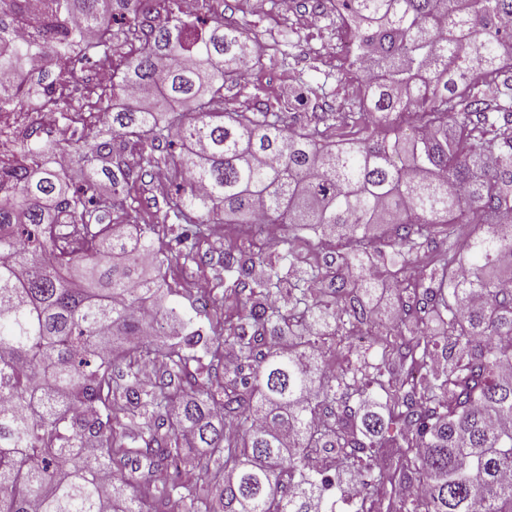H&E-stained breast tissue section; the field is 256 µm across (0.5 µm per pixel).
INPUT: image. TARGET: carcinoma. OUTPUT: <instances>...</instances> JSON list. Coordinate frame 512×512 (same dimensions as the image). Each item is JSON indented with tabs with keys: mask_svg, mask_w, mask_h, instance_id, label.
Segmentation results:
<instances>
[{
	"mask_svg": "<svg viewBox=\"0 0 512 512\" xmlns=\"http://www.w3.org/2000/svg\"><path fill=\"white\" fill-rule=\"evenodd\" d=\"M177 2L47 0L54 24L33 45L8 39L25 0L0 6V72L21 70L33 51L77 69L93 59L112 67L97 100L119 101L111 123L79 144L21 143L42 163L20 168L0 196V512H313L315 503L336 512L330 470L307 467L320 448L352 470V512H512V290L490 276L512 266V97L502 90L512 0H336L374 79L347 110L300 131L269 104L224 111V84L254 62L256 46L214 17L210 0L193 17ZM159 8L167 24L148 23ZM119 19L129 21V51L116 58ZM48 78L0 88V104L37 109ZM373 118L394 137L330 136ZM61 150L82 184L52 165ZM157 151L171 186L160 210L181 224L187 261L201 226L230 217L346 243L338 273L296 269L298 235L283 242L281 265L224 254L234 280L219 287L241 314L209 320L212 393L187 370L194 337L158 340L168 256L154 247L157 225L125 231L137 210L129 185L151 176ZM103 171L112 174L105 193L95 186ZM112 213L119 222L97 219ZM371 224L392 226L389 255L373 250ZM453 224L479 231L439 250L431 285L412 282L413 252ZM379 257L398 290L396 331L373 338L372 359L336 370L330 358L351 328L374 324L377 281L366 270ZM290 276L282 307L275 298ZM431 321L437 332L405 336ZM228 343L242 368L221 376ZM440 357L447 366L435 370ZM120 358L159 359L166 372L144 386L131 371L121 384L112 376ZM135 417L145 423L131 432L123 420ZM382 448L394 449L395 464L377 470ZM132 454L166 474L162 485L115 479ZM196 457L206 460L197 479L169 475L174 461ZM393 482L420 491L394 509L384 504Z\"/></svg>",
	"mask_w": 512,
	"mask_h": 512,
	"instance_id": "cac0c4a2",
	"label": "carcinoma"
}]
</instances>
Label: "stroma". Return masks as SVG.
Segmentation results:
<instances>
[{
    "label": "stroma",
    "instance_id": "35a3bbf8",
    "mask_svg": "<svg viewBox=\"0 0 512 512\" xmlns=\"http://www.w3.org/2000/svg\"><path fill=\"white\" fill-rule=\"evenodd\" d=\"M211 11L225 24L246 28L260 51L250 79L225 85V111L285 102L292 106L294 125L307 127L321 121L324 113L346 108L358 96V82L339 52L341 23L335 11L317 8L316 0H293L287 10L281 0H212ZM179 232L178 225L163 224L155 237L169 258L162 271L160 303L178 315L165 325L171 342L182 326L206 329L211 300L220 293L216 283L224 274L225 253L246 249L272 259L277 256L268 248L260 224L250 236L241 234L236 224L209 225L195 262L181 255Z\"/></svg>",
    "mask_w": 512,
    "mask_h": 512
}]
</instances>
